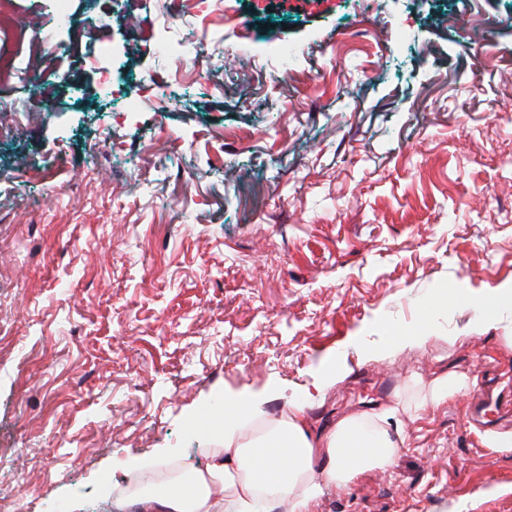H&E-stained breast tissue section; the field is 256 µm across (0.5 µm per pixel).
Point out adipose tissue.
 Here are the masks:
<instances>
[{
    "label": "adipose tissue",
    "mask_w": 512,
    "mask_h": 512,
    "mask_svg": "<svg viewBox=\"0 0 512 512\" xmlns=\"http://www.w3.org/2000/svg\"><path fill=\"white\" fill-rule=\"evenodd\" d=\"M267 394L233 401L224 410L221 447L191 487L174 482L147 491L144 512H238L264 498L288 503L290 512H314L323 486H344L360 475L391 466L400 453L388 429L395 409L347 415L320 431L309 426L312 395L292 400L269 417Z\"/></svg>",
    "instance_id": "1"
}]
</instances>
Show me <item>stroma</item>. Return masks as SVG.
I'll use <instances>...</instances> for the list:
<instances>
[{
    "instance_id": "1",
    "label": "stroma",
    "mask_w": 512,
    "mask_h": 512,
    "mask_svg": "<svg viewBox=\"0 0 512 512\" xmlns=\"http://www.w3.org/2000/svg\"><path fill=\"white\" fill-rule=\"evenodd\" d=\"M70 5L53 44L0 35V512H139L130 476L208 467L218 394L282 387L276 417L331 376L318 431L443 366L465 388L393 417V466L319 512H512V406L470 420L512 389V326L473 305L512 303V0ZM169 25L203 79L162 72L144 35ZM274 44L299 49L284 82ZM48 65L68 79L34 101ZM92 49L93 53L90 57H93L95 61L104 64L99 67L100 82L104 88L109 89L112 82V45L106 41L99 40L93 44ZM429 337L422 334H390L385 338V345L389 351L398 352L406 348H422Z\"/></svg>"
}]
</instances>
